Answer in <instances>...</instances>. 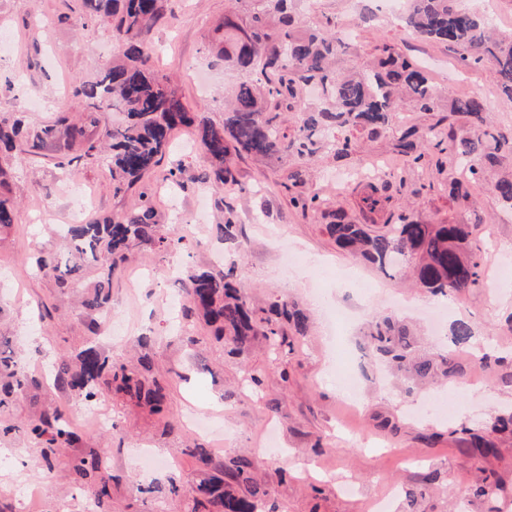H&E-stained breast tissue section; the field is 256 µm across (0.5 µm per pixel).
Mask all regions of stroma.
I'll return each instance as SVG.
<instances>
[{"instance_id": "stroma-1", "label": "stroma", "mask_w": 512, "mask_h": 512, "mask_svg": "<svg viewBox=\"0 0 512 512\" xmlns=\"http://www.w3.org/2000/svg\"><path fill=\"white\" fill-rule=\"evenodd\" d=\"M166 4L169 15L147 37L151 65L177 87L191 111L223 124L224 97L237 79L216 48V27L228 0ZM80 14L81 0H0V34L13 41L11 53L0 58V114L21 119L25 130L52 124L62 112L83 111L72 84L96 80L118 53L110 23ZM305 21L350 31V51L340 69H364L383 47H394L426 67L442 99L483 97L490 127L512 135V100L500 95L494 68L461 67L447 46L400 28L377 0H314ZM433 122L432 113L405 104L387 129L349 131L348 154L322 150L303 164L267 166L238 157L236 180L228 185L205 180L207 164L191 126L174 129L161 163L139 186L118 194L101 163L83 159L58 167V156L67 151L61 137L38 163H13L9 195L18 215L0 234V332L11 337L16 357L41 386L38 405L18 396L0 409V421L23 425L39 405L76 414L79 399L56 387L51 369L60 354L93 343L126 361L148 355L155 369L179 374L169 388L178 420L174 429L109 393L99 401L109 423L81 429L84 447L111 457V512H186L184 497L171 495L168 486L173 479L187 486L198 479V464L187 453L194 445L253 460L277 512H369V501L385 494L391 497L388 512H404L400 489L422 464L440 474L434 494L421 504L423 512H512V442H501L496 455L477 460L452 434L462 425L485 426L498 409L512 407V377L473 363L458 387L410 393L362 348L365 322L376 313L416 324L425 345L443 342L447 329L435 326L429 314L430 307L443 305L449 318L469 319L476 328L466 358L512 356L506 322L512 315V210L501 206L485 182L471 186L469 199L452 194L457 163L430 147ZM404 126L414 129L423 147L420 161L396 148ZM175 167L181 170L176 184L169 176ZM294 173L299 183H292ZM144 189L157 223L184 228L187 239L176 250L134 252L112 277L110 311L86 310L79 298L93 273L62 289L36 260L59 250L58 230L73 214L86 222L123 215L140 206ZM296 190L318 195L319 207L295 208ZM373 193L381 201L374 212L365 203ZM230 209L240 224L244 295L259 308L285 299L311 315L309 335L293 350L274 354L259 340L229 354L202 320L166 302L182 298L187 269H223L219 226ZM403 215L423 224L475 225L472 247L485 259L479 287L447 298L431 295L402 273L355 260L326 230L339 217L381 229ZM142 335L152 338L148 348L138 344ZM191 336L196 344H188ZM253 369L265 373L262 388L243 380ZM345 374L359 381L353 406L340 396ZM135 448L157 457L154 473L131 465ZM75 454L62 450L39 512H87L91 492L74 483L67 466ZM39 461L36 443L24 435L0 441L1 474L20 472L26 481H37ZM488 476L501 482L502 491L491 499L470 497L471 488Z\"/></svg>"}]
</instances>
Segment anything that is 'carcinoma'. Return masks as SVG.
Listing matches in <instances>:
<instances>
[{
	"instance_id": "1",
	"label": "carcinoma",
	"mask_w": 512,
	"mask_h": 512,
	"mask_svg": "<svg viewBox=\"0 0 512 512\" xmlns=\"http://www.w3.org/2000/svg\"><path fill=\"white\" fill-rule=\"evenodd\" d=\"M224 14V39L217 45L228 62L241 73L233 97L224 106V124L217 126L187 110L181 96L168 80L155 73L145 52V37L161 17L160 0H82L85 16L111 23L112 36L123 46L122 56L92 83H78L75 96L85 105V121L74 123L60 114L55 124L26 133L22 121L0 117V149L22 161L39 155L47 142L61 134L68 149L57 165L65 168L83 157L96 158L102 148L103 161L112 174V186L120 193L142 180L159 165L169 143L171 130L195 124L200 150L209 168L206 178L217 184L234 181L233 159L243 155L259 161L293 156L307 160L326 146L325 137L335 135L331 149L344 153L350 140L337 133L350 127L373 133L386 128L397 109V99L405 98L422 112L439 109L440 96L429 74L390 48L382 50L374 66L363 72L336 70V61L347 52L333 28L301 25L297 13L302 0H230ZM401 23L415 36L448 46L460 52L467 64H491L498 77V90L512 100V37H494L490 20L459 6L458 0H409ZM311 87L321 92V105L305 113L293 136L281 131L280 116L297 110ZM125 114V121L107 127L99 135L95 127L107 110ZM448 112L463 118L470 134L457 138L453 125L443 130L440 118L430 127L434 148L456 157L458 177L452 191L486 180L488 170L500 165L502 153H512V139L497 136L486 124V108L476 97L455 99ZM106 146H101L100 139ZM397 149L418 161L415 131L404 129L397 138ZM491 190L503 205L512 208V172H504L491 182ZM136 211L103 222L68 224L62 239L63 252L40 265L51 269L61 286L79 276L86 266L98 275L82 295L81 304L90 311L105 310L111 300L112 275L136 249L178 247L186 240L180 231L167 233L155 222V211L146 192ZM14 204L0 196V232L15 224ZM472 224H419L402 221L375 232L369 224L341 220L327 225L336 246L359 256L381 270L406 267L416 283L434 295L475 288L480 283L481 261L471 246ZM229 261L224 270L191 269L185 283L184 312L197 314L211 328L214 338L236 353L262 339L272 352L291 346L290 339L308 335V316L296 305L276 300L272 316L257 315L238 288L235 255L241 248L239 224L233 210L220 225ZM475 327L466 318H456L448 326V340L457 348L473 342ZM363 348L369 355L390 364L413 383L459 382L462 367L454 351H423L419 338L394 315H373L367 322ZM57 387L91 403L105 392H115L136 401L150 413L161 415L172 427L177 420L168 404V382L152 372L148 356L132 366L95 346L82 349L75 358L62 354L54 366ZM40 387L39 380L14 358L7 347H0V408ZM28 437L40 447L43 473L54 474L58 449L74 448L82 440L61 409L39 411L26 425ZM461 442L475 459L497 452L498 439L512 435V408L498 414L487 432L463 427ZM212 474L187 490L188 512H263L269 489L254 476V465L246 458L219 460L206 448L187 449ZM68 468L78 482L94 487V506L108 512L112 499V474L101 465L95 448H86L69 460ZM437 471L421 473L404 490L410 506L423 501Z\"/></svg>"
}]
</instances>
